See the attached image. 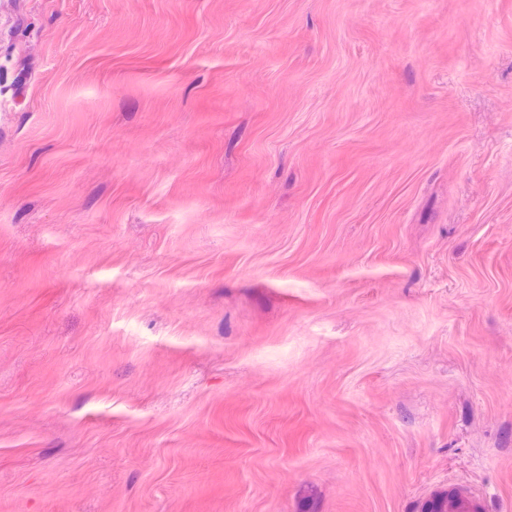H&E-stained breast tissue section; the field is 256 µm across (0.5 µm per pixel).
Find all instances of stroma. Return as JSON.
<instances>
[{"instance_id": "obj_1", "label": "stroma", "mask_w": 512, "mask_h": 512, "mask_svg": "<svg viewBox=\"0 0 512 512\" xmlns=\"http://www.w3.org/2000/svg\"><path fill=\"white\" fill-rule=\"evenodd\" d=\"M512 512V0H0V512Z\"/></svg>"}]
</instances>
